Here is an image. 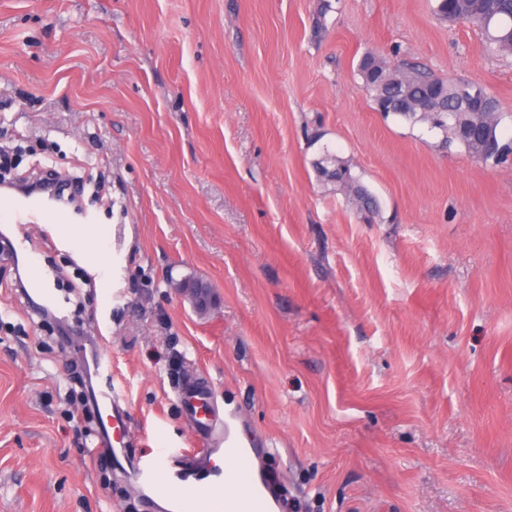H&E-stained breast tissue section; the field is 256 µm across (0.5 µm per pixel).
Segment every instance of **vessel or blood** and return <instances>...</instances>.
<instances>
[{"instance_id":"b4317fda","label":"vessel or blood","mask_w":512,"mask_h":512,"mask_svg":"<svg viewBox=\"0 0 512 512\" xmlns=\"http://www.w3.org/2000/svg\"><path fill=\"white\" fill-rule=\"evenodd\" d=\"M0 202L12 223L42 225L47 236L53 225L69 221L54 199L37 192L7 191ZM27 296L31 307L58 309L44 280L34 281ZM178 397L204 447L162 448L136 457L127 451L126 424L112 408L111 387L98 390L97 402L104 408L100 434L112 448L114 469L131 475L146 498L164 492V512H276L278 501L255 469L257 451L238 436L234 417L221 416L211 391L197 384H183Z\"/></svg>"}]
</instances>
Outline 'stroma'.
<instances>
[{
	"label": "stroma",
	"mask_w": 512,
	"mask_h": 512,
	"mask_svg": "<svg viewBox=\"0 0 512 512\" xmlns=\"http://www.w3.org/2000/svg\"><path fill=\"white\" fill-rule=\"evenodd\" d=\"M435 0H0V150L88 183L97 261L42 249L99 337L132 450L189 448L209 385L280 512H512V154L378 112L363 55L484 85L512 141V55ZM346 161L359 211L316 170ZM0 255V512H141L58 386L76 354ZM208 285L198 311L191 290ZM319 169L322 176L328 182L342 185L351 191H354L358 202L360 203V210L368 211L372 214L379 210L376 199L361 185L354 186L355 178L351 174L348 166L342 164L336 159V156L326 151L322 161L319 162Z\"/></svg>",
	"instance_id": "35a3bbf8"
}]
</instances>
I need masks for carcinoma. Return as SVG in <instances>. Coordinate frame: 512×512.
<instances>
[{
	"instance_id": "1",
	"label": "carcinoma",
	"mask_w": 512,
	"mask_h": 512,
	"mask_svg": "<svg viewBox=\"0 0 512 512\" xmlns=\"http://www.w3.org/2000/svg\"><path fill=\"white\" fill-rule=\"evenodd\" d=\"M436 12L452 23H469L482 35V49L489 55L512 53V0H437ZM360 74L366 87L373 92L376 108L391 113L408 122L424 121L430 128L438 129L447 141H459L456 127L449 123H433L423 111L424 100L440 93V105L450 112L456 111L457 79H441L434 72L409 63L395 67L381 58L365 55L360 63ZM463 118L479 130L480 135L499 143L497 127L499 112H466ZM319 169L325 180L342 185L353 191L360 210L372 214L379 210L376 199L355 178L348 166L325 152Z\"/></svg>"
}]
</instances>
